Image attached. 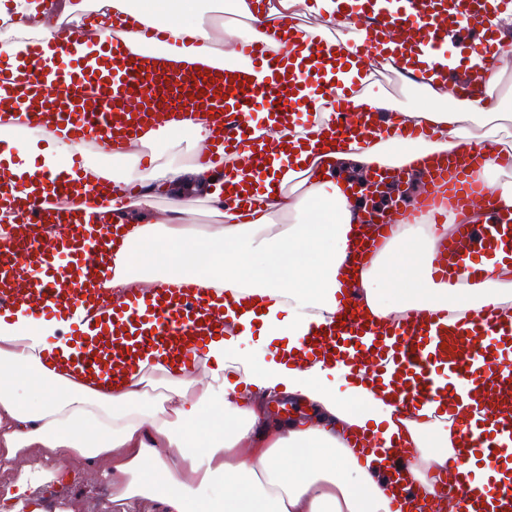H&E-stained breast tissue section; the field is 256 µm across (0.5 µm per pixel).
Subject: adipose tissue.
<instances>
[{"label":"adipose tissue","mask_w":512,"mask_h":512,"mask_svg":"<svg viewBox=\"0 0 512 512\" xmlns=\"http://www.w3.org/2000/svg\"><path fill=\"white\" fill-rule=\"evenodd\" d=\"M232 13L248 20L254 33L273 18L298 17L300 9L319 17L303 26L308 38H357L356 29L336 27V0H275L267 15L254 14L252 0H227ZM102 16L121 13L166 34L157 55L172 65L224 60L213 26L196 18L191 0L182 14L168 15V0H63L62 17L80 22L87 8ZM12 37L11 54H22L29 39L43 42L53 57L52 29L36 0H15L0 14ZM502 71L466 97L429 77L418 85L420 100L404 108L371 92L372 73L351 68L360 86L353 100L362 111H392L402 124L430 127L428 138L405 139L373 132L364 144L331 143L315 125L286 130L288 153L274 161L263 190L248 200V216L225 206L228 184L246 181L233 171L216 179L192 163L205 149L204 123L180 117L147 135L165 151L144 170L125 148L112 152L111 167L89 165L87 177H101L116 189L104 196L79 194L76 210L96 222L117 221L123 235L114 246L108 289H131L198 278L200 284L234 298L256 296L263 308L234 322L235 333L213 339L199 362L200 377L170 361L143 363L122 381L100 382L66 369V344L47 357L48 337L60 321H32L17 314L0 322V469L14 473L0 490V512H45L36 491L56 480L57 471H31L22 461L31 449L61 464L74 457L101 463V474L126 512H141L144 501L158 512H393L394 496L384 477L383 450L350 447L354 434L379 435L413 451L408 473L426 496L441 498L433 474L454 469L460 442L452 419L437 405L397 411L388 393L371 390L347 368L315 360L307 368L289 360L313 327L332 322L341 289L357 287L370 311L399 319L413 310L444 311L449 321L499 307L512 321V265H487L481 282H443L432 265L443 240L421 219L401 223L372 258L351 270L349 243L356 235L351 203L344 193L350 172L376 168L417 172L418 161L465 145H500V120L512 110V96L499 94ZM12 124L0 125V165L15 173L55 170L73 144L53 136L47 148L37 137L20 138ZM138 179L174 195L203 194L216 223L183 222L181 210L161 221L125 199L122 184ZM292 217L276 228L274 219ZM202 392H195L197 381ZM287 398L307 405L310 415L270 419L267 403Z\"/></svg>","instance_id":"adipose-tissue-1"}]
</instances>
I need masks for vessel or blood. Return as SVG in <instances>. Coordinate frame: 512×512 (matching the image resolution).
Wrapping results in <instances>:
<instances>
[{
  "instance_id": "obj_1",
  "label": "vessel or blood",
  "mask_w": 512,
  "mask_h": 512,
  "mask_svg": "<svg viewBox=\"0 0 512 512\" xmlns=\"http://www.w3.org/2000/svg\"><path fill=\"white\" fill-rule=\"evenodd\" d=\"M511 7L512 0H388L384 7L378 0H342L339 20L362 21L360 40L331 53L321 41L292 34L281 19L237 44L243 63L236 69L170 68L158 57L132 53L92 21L77 33L57 30L53 59H46L37 42L23 58L1 54L0 113L19 116L22 128L60 132L74 144L106 151L182 115L206 121L213 149L255 170L280 150L279 143L254 140L255 130L266 126L324 121L331 136L348 140L372 124L385 125L382 113L369 116L353 107L354 91L344 80L351 59L385 52L395 62H411L426 51L438 60L454 47L465 56L495 60L506 47L485 19ZM80 39L99 44V54L90 60L76 56L71 45ZM323 98L332 103L326 119L319 110ZM491 163L511 169L512 154L469 145L430 169L429 221L445 223L451 211L460 216L435 260L440 278L452 274L476 282L488 262L512 257V220L492 221L496 191L474 178ZM83 164L77 153L58 171L39 172L41 197L27 193L29 174L0 183V192L15 200L8 228L0 232V320L10 321L20 311L36 321L62 320L73 347L70 365L110 380L152 352L194 368L206 344L230 330L232 313L247 312V305L211 296L192 281L116 297L103 289L112 274L117 225L85 223L73 209L60 220L52 213L81 189L110 190L104 179L85 186L74 180ZM444 190L455 199L454 210L437 204ZM404 217L400 209L357 222L382 236ZM337 319L301 341L295 364L303 368L316 357L346 364L375 387L395 386L402 410L447 401L463 438L457 466L487 465L496 472L479 495L449 478L452 512H512V325L502 323L499 308L485 306L451 328L446 313L414 311L391 328L369 318L347 292ZM459 380L467 381L475 410L461 409ZM398 501L401 512H426L417 485L404 488Z\"/></svg>"
}]
</instances>
